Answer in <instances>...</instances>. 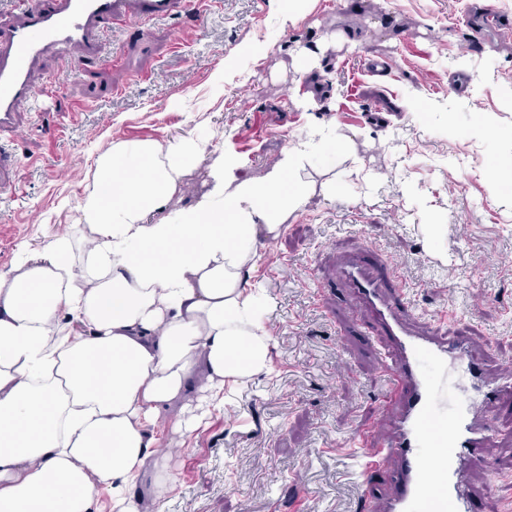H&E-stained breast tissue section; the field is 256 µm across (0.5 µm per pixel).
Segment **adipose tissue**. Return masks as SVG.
<instances>
[{
	"instance_id": "ef3b65f1",
	"label": "adipose tissue",
	"mask_w": 512,
	"mask_h": 512,
	"mask_svg": "<svg viewBox=\"0 0 512 512\" xmlns=\"http://www.w3.org/2000/svg\"><path fill=\"white\" fill-rule=\"evenodd\" d=\"M207 150L190 135L113 145L79 205L88 247L55 239L0 274V512H89L104 492L112 512H162L136 495L159 417L191 433L186 391L220 409L225 383L267 367L272 338L244 275L260 237L306 202L324 132L259 178L216 156L210 192L165 216Z\"/></svg>"
}]
</instances>
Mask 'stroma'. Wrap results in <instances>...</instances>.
Returning a JSON list of instances; mask_svg holds the SVG:
<instances>
[{"label": "stroma", "instance_id": "1", "mask_svg": "<svg viewBox=\"0 0 512 512\" xmlns=\"http://www.w3.org/2000/svg\"><path fill=\"white\" fill-rule=\"evenodd\" d=\"M506 25L512 0H212L194 26L171 17L105 32L121 69L40 63L36 83L60 91L47 114L20 108L18 182L0 192L4 274L25 248L71 232L112 144L207 140L174 211L209 190L214 155L259 177L311 127L346 142L330 166L306 168L308 202L261 241L247 278L265 303L269 371L225 388L190 438L155 429L172 478L164 512H364V494L392 491L394 472L363 480L344 445L369 426L386 439L396 411L388 346L336 276L347 256L395 269L416 330L463 332L488 370L512 362V195L489 184L512 151ZM298 54L332 69V97L313 110L321 79L296 70ZM483 114L493 134L478 131ZM495 429L469 478L483 512L512 503V397Z\"/></svg>", "mask_w": 512, "mask_h": 512}]
</instances>
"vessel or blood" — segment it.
Returning a JSON list of instances; mask_svg holds the SVG:
<instances>
[{
    "instance_id": "obj_1",
    "label": "vessel or blood",
    "mask_w": 512,
    "mask_h": 512,
    "mask_svg": "<svg viewBox=\"0 0 512 512\" xmlns=\"http://www.w3.org/2000/svg\"><path fill=\"white\" fill-rule=\"evenodd\" d=\"M11 20L0 24V190L12 187L17 172L13 143L22 102L54 96L58 85L36 86L33 75L47 54L67 51L79 63L102 57L101 33L115 24L181 16L198 19L208 0H15ZM342 276L371 303L383 335L398 348L387 369L393 395L403 402L396 435L380 444L359 436L368 470L385 472L400 463L399 493L386 512H478L468 474L481 448L495 436L490 416L498 398L512 391V366L493 380L483 375L468 336L412 334L406 326L405 297L389 272L365 263L346 266ZM463 362L470 393L452 407L442 400L449 362Z\"/></svg>"
}]
</instances>
